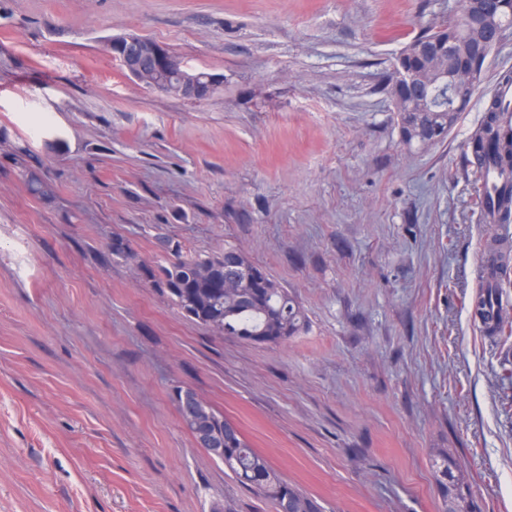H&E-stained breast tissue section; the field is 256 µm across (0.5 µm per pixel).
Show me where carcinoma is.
I'll use <instances>...</instances> for the list:
<instances>
[{
    "mask_svg": "<svg viewBox=\"0 0 512 512\" xmlns=\"http://www.w3.org/2000/svg\"><path fill=\"white\" fill-rule=\"evenodd\" d=\"M440 30L460 50L455 61L454 77L447 82H421L411 104L422 100L429 111L421 114L400 113L402 141L408 146L432 145L444 140L456 124L459 113L470 99L460 98L469 72L478 54L491 52L493 35L473 24L460 25L458 18L430 28L417 37L426 40ZM210 73L184 68L179 79L166 74L155 77L153 89L170 96H179L184 82L205 84ZM484 119L471 134L467 148L474 158V167L485 179L491 171L498 174L493 186L481 183L478 204L490 224L512 222V103L496 93L484 98ZM178 262L167 255L154 261L149 269L152 287L167 296L178 311L189 309L187 320L200 324L218 336H232L253 344H269L301 333L307 326L304 310L288 290L272 276L258 284L247 279L245 271L253 261L239 247L226 243L224 250L188 253L180 245L171 247ZM512 263V241L494 237L489 248V268L485 288L477 301V314L492 334H512V312L499 298V275L507 273ZM215 428L224 438V450L217 459L224 463L243 486L263 496L274 512H320L318 503L299 486L284 480L269 461L246 441L241 430H231L234 422L216 413ZM437 483L443 500V512H471L464 494L465 475L460 465L444 456L437 465Z\"/></svg>",
    "mask_w": 512,
    "mask_h": 512,
    "instance_id": "obj_1",
    "label": "carcinoma"
}]
</instances>
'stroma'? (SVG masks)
<instances>
[{"label":"stroma","instance_id":"stroma-1","mask_svg":"<svg viewBox=\"0 0 512 512\" xmlns=\"http://www.w3.org/2000/svg\"><path fill=\"white\" fill-rule=\"evenodd\" d=\"M460 5L0 0V512H273L196 444L178 386L324 512H439L443 451L476 512H512V336L475 315L512 224L485 223L466 147L512 29L442 143L405 146L384 90ZM123 32L219 93L139 83L105 47ZM163 238L244 248L307 331L253 345L185 320L144 269Z\"/></svg>","mask_w":512,"mask_h":512}]
</instances>
